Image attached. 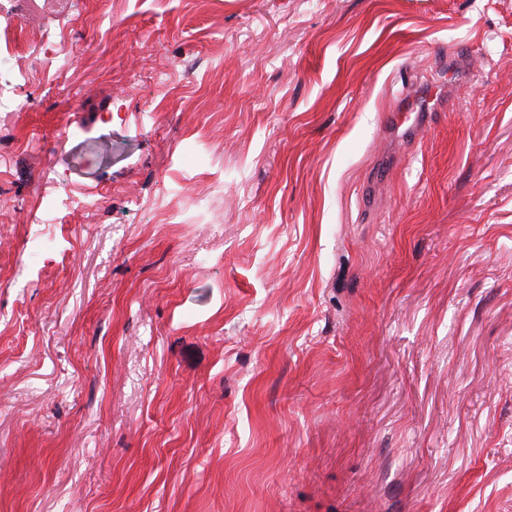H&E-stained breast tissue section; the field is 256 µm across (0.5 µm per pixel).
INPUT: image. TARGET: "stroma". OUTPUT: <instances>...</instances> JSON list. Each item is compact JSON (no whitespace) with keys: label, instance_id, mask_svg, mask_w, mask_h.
Instances as JSON below:
<instances>
[{"label":"stroma","instance_id":"1","mask_svg":"<svg viewBox=\"0 0 512 512\" xmlns=\"http://www.w3.org/2000/svg\"><path fill=\"white\" fill-rule=\"evenodd\" d=\"M20 23L0 512H512V0ZM442 87V84L423 82L411 85L391 108V113L387 116L389 127L394 133L398 134L402 142L414 140L420 129L432 116V111L440 109ZM423 101L427 104L436 101L432 111L424 108V112H421Z\"/></svg>","mask_w":512,"mask_h":512}]
</instances>
